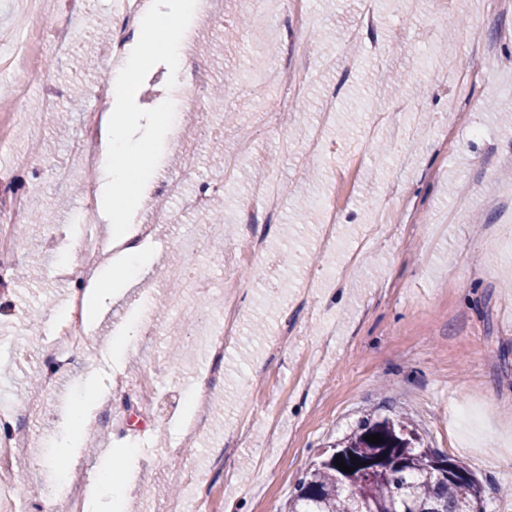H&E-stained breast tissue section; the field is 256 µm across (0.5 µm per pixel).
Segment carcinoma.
<instances>
[{"label":"carcinoma","mask_w":512,"mask_h":512,"mask_svg":"<svg viewBox=\"0 0 512 512\" xmlns=\"http://www.w3.org/2000/svg\"><path fill=\"white\" fill-rule=\"evenodd\" d=\"M370 434L383 443H369ZM337 456L354 471L338 469ZM288 512H485V502L472 474L424 446L409 422L366 417L312 465Z\"/></svg>","instance_id":"cac0c4a2"}]
</instances>
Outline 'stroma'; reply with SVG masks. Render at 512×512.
<instances>
[{"instance_id":"35a3bbf8","label":"stroma","mask_w":512,"mask_h":512,"mask_svg":"<svg viewBox=\"0 0 512 512\" xmlns=\"http://www.w3.org/2000/svg\"><path fill=\"white\" fill-rule=\"evenodd\" d=\"M222 8L220 27L193 16L187 54L194 69L208 70L210 85L232 74L240 91L206 118L182 112L157 168L184 173L188 195L218 173L213 139L198 133L200 122L222 128L230 152L253 112L279 109L278 86L255 87L271 60L249 53L243 0H222ZM362 8L363 0H307L314 33L300 74L307 95L290 111L286 135L256 131L252 156L225 183L223 239L207 235L208 210H184L180 199L158 197L136 210L135 219L158 227L143 245L154 261L93 320L51 391L40 380L58 360L53 331L72 290L55 278L54 255H78L73 218L86 206L80 187L98 177L73 162L70 148L86 111L99 106L91 93L105 73L98 36L121 12L118 0H87L85 15L73 21L70 55H45L27 100L39 137L0 112V123L14 131L0 153V199L26 197L38 217L23 223L14 276L0 283V399L21 442L43 459L36 468L15 462L14 479L4 482L22 495L23 512H38L30 488L67 477L82 500L109 497L96 474L116 455L131 488L126 512H162L168 474L186 459L204 481L176 487L184 512H285L325 446L369 414L409 417L425 444L478 479L487 512H512V122L503 120L512 114V0H432L428 18L404 0H373L370 29L360 25ZM386 71L400 73L401 82L381 83ZM47 85L61 91L56 113L68 115L66 127L41 110ZM77 85L85 95L76 105ZM330 91L336 121L327 153L312 162L306 142ZM375 111L417 129L412 150L371 137ZM19 155L33 156L34 165H16ZM57 161L71 164L67 182L49 177ZM270 162L282 179L281 208L249 212L256 173ZM326 203L338 223L335 247L323 251L317 227ZM256 239L266 251L237 272L239 340L216 369L197 352L173 358L169 347L185 330L178 308L192 300L186 290L172 291L176 274L206 275L205 304L219 313L227 272L218 256L249 250ZM143 320L150 335L113 360L109 344ZM150 371L159 404L144 408L137 381ZM117 376L125 380L120 401L102 404L110 426L86 434L72 468L59 465L68 441L62 415L90 383L107 390ZM201 380L209 421L178 455L179 418Z\"/></svg>"}]
</instances>
